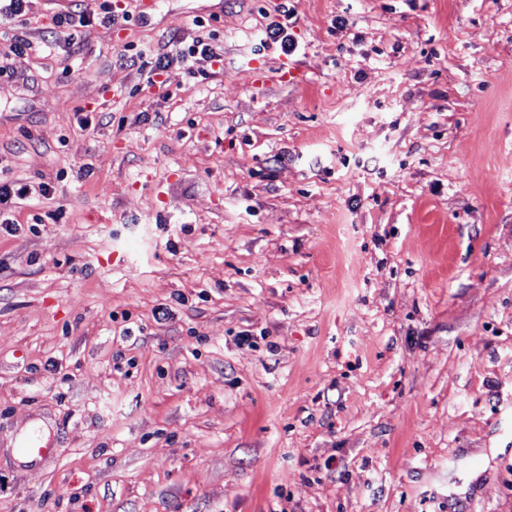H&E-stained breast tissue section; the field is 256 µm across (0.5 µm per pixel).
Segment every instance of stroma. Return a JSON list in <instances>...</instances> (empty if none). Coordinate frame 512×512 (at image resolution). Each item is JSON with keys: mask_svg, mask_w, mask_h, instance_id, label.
<instances>
[{"mask_svg": "<svg viewBox=\"0 0 512 512\" xmlns=\"http://www.w3.org/2000/svg\"><path fill=\"white\" fill-rule=\"evenodd\" d=\"M75 2L6 27L0 163L51 198L0 228V439L58 453L0 454V512H512V0H287L298 84L280 0L44 53ZM198 17L223 67L147 84ZM272 44H279L282 53L285 55L295 51L294 41L288 35L287 23L273 21L268 24L264 31L261 32L256 43L254 44V52L259 55L267 50ZM17 459L26 467L35 468L49 456L58 453L57 448H51L49 445L39 444L35 438L25 435L18 440L13 448Z\"/></svg>", "mask_w": 512, "mask_h": 512, "instance_id": "stroma-1", "label": "stroma"}]
</instances>
